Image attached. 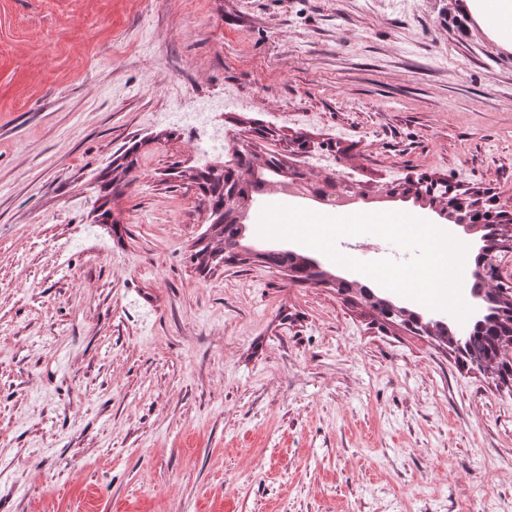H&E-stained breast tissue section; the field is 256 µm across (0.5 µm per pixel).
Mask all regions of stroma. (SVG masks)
Instances as JSON below:
<instances>
[{"label":"stroma","mask_w":512,"mask_h":512,"mask_svg":"<svg viewBox=\"0 0 512 512\" xmlns=\"http://www.w3.org/2000/svg\"><path fill=\"white\" fill-rule=\"evenodd\" d=\"M229 87L213 166L259 127L313 179L512 212V51L464 0H0V512L512 503V381L334 285L200 270L161 114Z\"/></svg>","instance_id":"obj_1"}]
</instances>
